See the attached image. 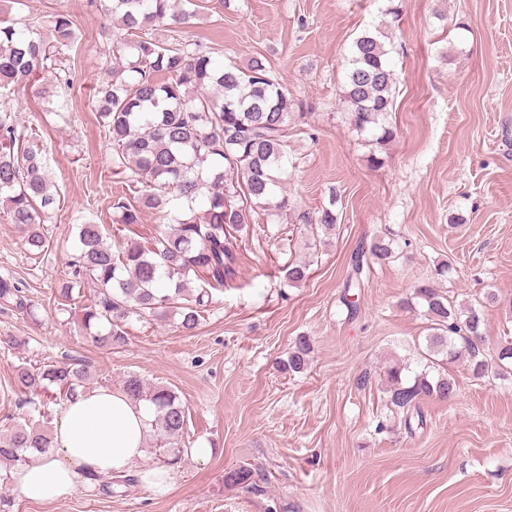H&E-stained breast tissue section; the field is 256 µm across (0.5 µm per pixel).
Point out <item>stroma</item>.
Here are the masks:
<instances>
[{"label":"stroma","instance_id":"1","mask_svg":"<svg viewBox=\"0 0 512 512\" xmlns=\"http://www.w3.org/2000/svg\"><path fill=\"white\" fill-rule=\"evenodd\" d=\"M184 38L217 60L264 58L298 99L283 190L290 207L241 232L235 280L188 335L177 318H132L128 342L97 345L74 307L56 294L77 249L76 220L103 224L108 241L151 246L167 224L151 212L116 224L126 187L97 120L104 76V18L85 0H23L20 15L69 14L82 34L68 60L76 72L69 119L46 111L43 79L10 91L16 122L49 146L58 206L44 221L46 246L26 247L0 210V279L22 283L31 313L0 304V434L38 420L14 378L18 365L89 364L91 387L121 389L128 376L171 387L188 406L187 447L170 493L135 486L122 496L78 492L52 504L0 496L12 512H512V378L477 380L450 364L458 391L420 403L424 425L407 432L388 401L385 370H421L427 321L403 300L427 283L457 300L494 291L485 310L488 348L512 336V0H197ZM400 12L392 28L397 129L371 167L365 136L341 100L347 57L358 36ZM332 208L336 230L311 242L310 217ZM377 236L393 239L389 261L371 263L342 302L352 253ZM292 260L309 262L297 287L283 283ZM451 263L439 274L441 263ZM311 344L304 372L281 362L299 337ZM253 472V490L228 488L225 470Z\"/></svg>","mask_w":512,"mask_h":512}]
</instances>
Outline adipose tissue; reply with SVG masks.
I'll use <instances>...</instances> for the list:
<instances>
[{
	"mask_svg": "<svg viewBox=\"0 0 512 512\" xmlns=\"http://www.w3.org/2000/svg\"><path fill=\"white\" fill-rule=\"evenodd\" d=\"M154 405L99 387L68 400L56 422L49 452H31L11 480L24 498L54 503L76 490H93L97 476L125 474L147 452Z\"/></svg>",
	"mask_w": 512,
	"mask_h": 512,
	"instance_id": "obj_1",
	"label": "adipose tissue"
}]
</instances>
